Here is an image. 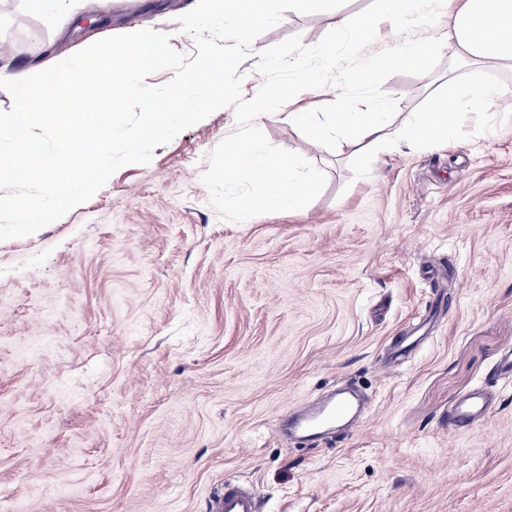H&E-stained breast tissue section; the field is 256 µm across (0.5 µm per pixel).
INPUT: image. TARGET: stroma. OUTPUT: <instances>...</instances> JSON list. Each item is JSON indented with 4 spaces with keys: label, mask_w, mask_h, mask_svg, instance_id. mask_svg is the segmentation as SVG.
<instances>
[{
    "label": "stroma",
    "mask_w": 512,
    "mask_h": 512,
    "mask_svg": "<svg viewBox=\"0 0 512 512\" xmlns=\"http://www.w3.org/2000/svg\"><path fill=\"white\" fill-rule=\"evenodd\" d=\"M198 0H0V76L92 43L165 31ZM286 11L238 72L252 98L259 51L316 45L337 15ZM447 53L283 106L325 114L363 101L422 112ZM434 141L371 160L316 145L281 116L269 142L321 169L301 212L223 220L201 176L236 128L220 108L117 170L37 233L0 241V506L24 512H209L225 482L260 512H512V95ZM415 339L386 371L392 340ZM353 386L364 423L304 447L276 424ZM491 396L451 437V403Z\"/></svg>",
    "instance_id": "1"
}]
</instances>
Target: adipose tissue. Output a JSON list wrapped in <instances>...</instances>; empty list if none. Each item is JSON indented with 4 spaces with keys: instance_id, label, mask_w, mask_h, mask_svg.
I'll return each mask as SVG.
<instances>
[{
    "instance_id": "ef3b65f1",
    "label": "adipose tissue",
    "mask_w": 512,
    "mask_h": 512,
    "mask_svg": "<svg viewBox=\"0 0 512 512\" xmlns=\"http://www.w3.org/2000/svg\"><path fill=\"white\" fill-rule=\"evenodd\" d=\"M443 14L447 25L433 26ZM404 29L431 27L429 37L396 44L374 59L385 69H414L434 53L448 51L461 75H449L446 100L425 112L403 114L383 103H365L352 112L329 113L319 121L315 113H288V124L307 133L316 142L332 135L366 139L370 155L377 156L398 146L415 147L443 136L458 118L483 112L493 97L512 93L507 86H492L491 68L512 69V0H375L372 12L337 15L336 42L322 48L331 60L336 43L366 46L381 19Z\"/></svg>"
}]
</instances>
